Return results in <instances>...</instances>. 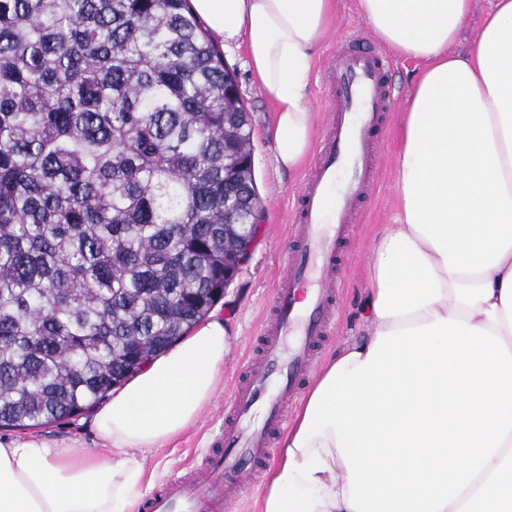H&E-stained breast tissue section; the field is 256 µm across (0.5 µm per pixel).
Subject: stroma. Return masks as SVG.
Listing matches in <instances>:
<instances>
[{
  "label": "stroma",
  "instance_id": "obj_1",
  "mask_svg": "<svg viewBox=\"0 0 512 512\" xmlns=\"http://www.w3.org/2000/svg\"><path fill=\"white\" fill-rule=\"evenodd\" d=\"M224 58L234 71L240 92L250 113L253 128L255 180L262 202L261 234L250 258L223 299L214 309L233 329L230 354L224 363V387L214 404L196 425L167 447L149 456L150 465L163 467L164 478L192 476L196 465L212 449L224 430V401L231 394L240 367L253 345L259 327L270 316L275 285L285 275L281 254L293 245L290 226L295 222L298 191L311 174L315 157L307 155L295 173L280 170L275 160L273 127L275 112L265 98L248 64L244 46L229 44ZM420 72L414 61L394 57L389 76L398 98L395 111L387 117L385 131L373 142L379 163V182L375 193L363 201V218L348 244L354 259L341 273L343 286L336 299V332L328 337L319 354L327 361L347 341L359 338L365 329L363 290L367 286L366 257L385 225L394 223L398 213L396 192L397 129L413 84Z\"/></svg>",
  "mask_w": 512,
  "mask_h": 512
}]
</instances>
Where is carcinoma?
Masks as SVG:
<instances>
[{
    "instance_id": "carcinoma-1",
    "label": "carcinoma",
    "mask_w": 512,
    "mask_h": 512,
    "mask_svg": "<svg viewBox=\"0 0 512 512\" xmlns=\"http://www.w3.org/2000/svg\"><path fill=\"white\" fill-rule=\"evenodd\" d=\"M189 0H0V428L71 418L224 298L247 107Z\"/></svg>"
}]
</instances>
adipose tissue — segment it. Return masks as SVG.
Returning <instances> with one entry per match:
<instances>
[{"label":"adipose tissue","mask_w":512,"mask_h":512,"mask_svg":"<svg viewBox=\"0 0 512 512\" xmlns=\"http://www.w3.org/2000/svg\"><path fill=\"white\" fill-rule=\"evenodd\" d=\"M473 0H356L395 54L421 66L402 114L399 211L371 248L365 333L344 344L301 396L255 512H352L333 428L295 438L310 400L342 358L379 334L436 317L495 333L512 349V0H491L464 54L450 50ZM217 46L244 44L276 118L279 168L297 171L312 142L308 91L335 0H191ZM231 330L215 317L125 383L90 415L96 448L29 434L0 439V512H134L153 484L149 453L215 400Z\"/></svg>","instance_id":"1"}]
</instances>
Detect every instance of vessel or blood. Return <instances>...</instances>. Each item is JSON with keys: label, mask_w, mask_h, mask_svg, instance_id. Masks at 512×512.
<instances>
[{"label": "vessel or blood", "mask_w": 512, "mask_h": 512, "mask_svg": "<svg viewBox=\"0 0 512 512\" xmlns=\"http://www.w3.org/2000/svg\"><path fill=\"white\" fill-rule=\"evenodd\" d=\"M391 61L358 33L332 53L327 73L335 113L323 133L314 170L303 184L297 211V248L282 256L288 280L274 295L276 317L265 324L244 365L224 419V448L201 460L194 478L167 481L138 512H223L241 483L267 473L273 437L289 425V406L315 370L322 338L331 333L337 273L348 259L347 243L358 218V201L376 185L371 134L391 104L386 76ZM305 307H297L299 294Z\"/></svg>", "instance_id": "obj_1"}]
</instances>
